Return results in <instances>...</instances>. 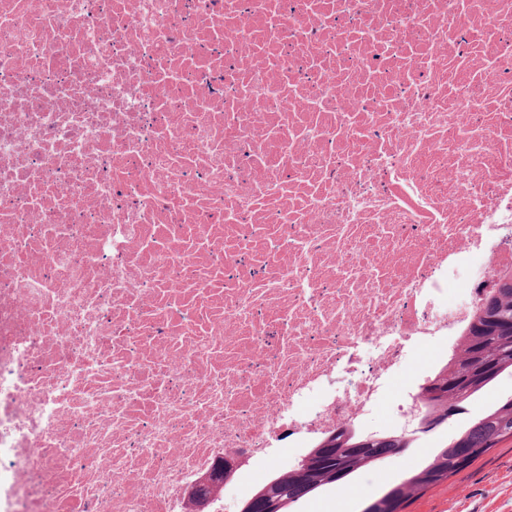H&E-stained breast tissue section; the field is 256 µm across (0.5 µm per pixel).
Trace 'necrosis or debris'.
<instances>
[{"label": "necrosis or debris", "mask_w": 512, "mask_h": 512, "mask_svg": "<svg viewBox=\"0 0 512 512\" xmlns=\"http://www.w3.org/2000/svg\"><path fill=\"white\" fill-rule=\"evenodd\" d=\"M510 273L512 0H0V512H184Z\"/></svg>", "instance_id": "obj_1"}]
</instances>
